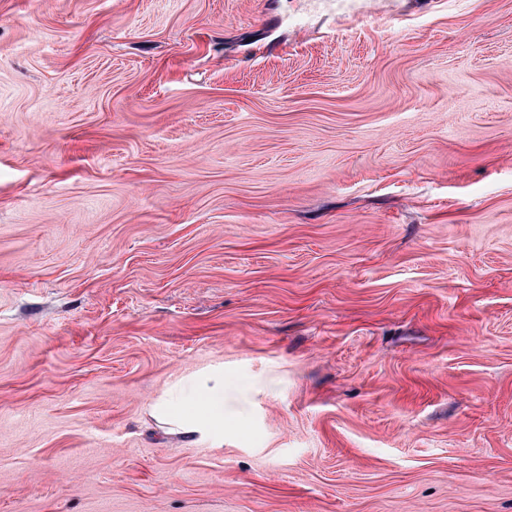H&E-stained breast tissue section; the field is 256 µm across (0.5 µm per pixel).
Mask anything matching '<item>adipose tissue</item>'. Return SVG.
Listing matches in <instances>:
<instances>
[{"label": "adipose tissue", "mask_w": 512, "mask_h": 512, "mask_svg": "<svg viewBox=\"0 0 512 512\" xmlns=\"http://www.w3.org/2000/svg\"><path fill=\"white\" fill-rule=\"evenodd\" d=\"M152 413L172 433L223 442V372H208L190 379L180 387L174 399L157 402Z\"/></svg>", "instance_id": "ef3b65f1"}]
</instances>
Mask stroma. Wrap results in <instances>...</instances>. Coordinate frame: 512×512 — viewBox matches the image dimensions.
Wrapping results in <instances>:
<instances>
[{
  "mask_svg": "<svg viewBox=\"0 0 512 512\" xmlns=\"http://www.w3.org/2000/svg\"><path fill=\"white\" fill-rule=\"evenodd\" d=\"M366 9L0 0V512H512V0ZM152 413L172 433L224 442V372H208L190 379L174 399L157 402Z\"/></svg>",
  "mask_w": 512,
  "mask_h": 512,
  "instance_id": "1",
  "label": "stroma"
}]
</instances>
